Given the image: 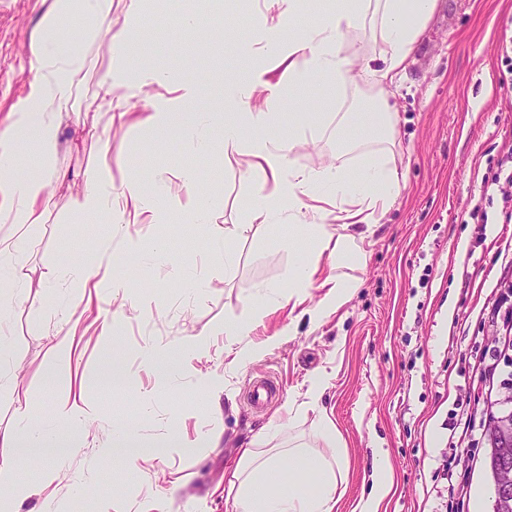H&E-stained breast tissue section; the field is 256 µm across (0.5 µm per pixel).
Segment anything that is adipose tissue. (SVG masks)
<instances>
[{
    "label": "adipose tissue",
    "mask_w": 512,
    "mask_h": 512,
    "mask_svg": "<svg viewBox=\"0 0 512 512\" xmlns=\"http://www.w3.org/2000/svg\"><path fill=\"white\" fill-rule=\"evenodd\" d=\"M115 0H53L42 15L41 34L32 45L35 64L27 96L15 104L4 126L0 127V263L13 273L11 286L0 291V324H7L16 308L31 298L49 295L55 307L73 315L82 304L104 301L112 290L108 265L116 255L104 245L93 257H79L68 265L44 271L31 265L19 247L18 236L29 225L44 223L53 196L65 195L69 186L58 174L53 161L64 117L81 111L82 124L96 134L102 163L86 182L82 197L73 199L74 209L111 214L112 128L116 113L106 106L131 97L135 83L128 69L123 48L113 45L107 33L112 29ZM377 34L385 46L384 65L362 68L360 77H369L380 85L393 83L404 72L422 28L433 9L434 0H377ZM365 0H338L335 10L322 24L303 32H294L288 40L272 36L262 49L288 62V83L305 85L317 79L333 80L350 70L353 61L344 47L350 36L365 21ZM80 26L88 52H76L61 43L57 30L65 24ZM107 57L108 73L96 83L90 98L80 99L79 89L87 79L89 53ZM281 87L271 84L263 70H253L247 81L224 83V153L247 156V172L270 183V192H260L250 208L252 220L277 224L289 220L308 229L312 246L293 268L290 286L299 291L313 286L330 289L332 299L319 305L314 318H322L339 309L358 284L338 277H320L323 257L344 258L347 254L346 229L355 224L373 225L401 195V177L395 167L381 157L366 159L356 172L330 166L318 172L288 170L287 151L277 134L278 101ZM200 96L195 86L184 87L178 105L180 121L169 112L155 110L142 124L157 138L176 132L184 145L194 152H206L214 143L209 135L213 115L195 110ZM254 135L242 139V128ZM32 156L40 165L36 176H18L14 169L21 154ZM332 201L325 209L324 201ZM92 415L81 398L66 397L55 402L51 421L42 422L20 414L11 424L0 425V512H18V507L33 493L17 475L27 459L40 461V487L48 495L40 512H66L61 500L50 493L63 476L67 459L77 452L73 439L89 435ZM112 436L92 441L98 456L114 454L121 448L181 447L177 433H169L164 442H156L125 424H112ZM318 438L322 453L308 458L298 448L270 452L268 436L252 440L244 449L228 483L226 502L229 512H334L340 489L345 488L348 473L344 464L345 446L341 434L329 417H322ZM293 472L289 481H281L283 463ZM393 467L385 449H378L368 494L356 502L353 512H380L394 492Z\"/></svg>",
    "instance_id": "obj_1"
}]
</instances>
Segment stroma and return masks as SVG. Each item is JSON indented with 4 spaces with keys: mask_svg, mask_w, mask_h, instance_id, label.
<instances>
[{
    "mask_svg": "<svg viewBox=\"0 0 512 512\" xmlns=\"http://www.w3.org/2000/svg\"><path fill=\"white\" fill-rule=\"evenodd\" d=\"M51 0H10L0 12V122L24 98L30 76L31 43ZM199 13L202 25L189 31L178 18ZM127 8L112 12V36L126 48L135 76L166 72L164 84L148 83L124 103L131 119L152 107H172L183 83H197L202 106L224 111L226 77L245 78L241 48L256 45L272 23L263 0H144L137 31L126 26ZM512 0H436L404 73L378 86L348 76L343 90L316 81L282 101L280 136L293 146L296 168L316 170L334 163L355 168L363 154L390 160L405 187L378 224H358L349 233L357 261L339 272L361 286L337 312L313 321L325 299L310 288L303 301L270 307L251 335L259 343L283 330L288 340L239 368L224 334L210 336L205 350L179 367L177 389L160 396L145 415L141 390L158 386L155 371L141 364L144 348L156 342H187L204 327L240 314L262 285L288 287L290 268L305 239L288 245L290 223H252L249 200L258 187L245 160H226L222 147L197 155L180 141L160 142L130 123L112 129L110 164L114 195L139 180L153 191L164 176L160 219L129 225L141 237L142 255H120L108 277L117 289L111 303L78 314L83 328L72 362L57 381L51 337L60 318L50 300H29L11 319L9 334L19 357L15 392L0 393V423L18 411L47 419L55 400L82 395L95 417L119 419L142 434L162 438L167 427L182 433V448H158L132 463L93 458L85 451L65 465L54 494L68 512H93L92 500L109 499L115 512H137L160 503L163 512H226L224 490L240 451L279 418H288L276 448L303 446L322 452L319 414L302 410L305 379L328 367L333 376L321 401L347 445L349 478L335 512H351L371 487L373 450H387L396 493L385 512H491L492 488L484 466L483 425L488 415V366L496 380L512 377L498 362L499 337L512 328V184L486 186L487 178L512 155V86L498 81L502 42L512 39ZM389 101L397 111L395 142L357 144V132L340 131L344 112L374 110ZM320 118L315 137L299 130L302 115ZM95 141L76 120L63 124L55 167L67 172L69 197L54 199L46 223L31 228L25 248L32 264L55 268L94 252L110 234L100 215L73 211L69 199L82 195L98 165ZM197 172L184 182L185 167ZM210 196L208 222L190 227L198 196ZM233 224L248 225L226 240L235 264L225 269L212 249L214 234ZM164 253H156V245ZM175 262L208 275L206 292L192 294L172 276ZM111 322L112 343L95 328ZM127 380L115 388L104 381L113 361ZM269 378L283 390L280 400L253 405L249 390ZM110 474L109 485L80 494L75 480L88 469Z\"/></svg>",
    "mask_w": 512,
    "mask_h": 512,
    "instance_id": "35a3bbf8",
    "label": "stroma"
}]
</instances>
